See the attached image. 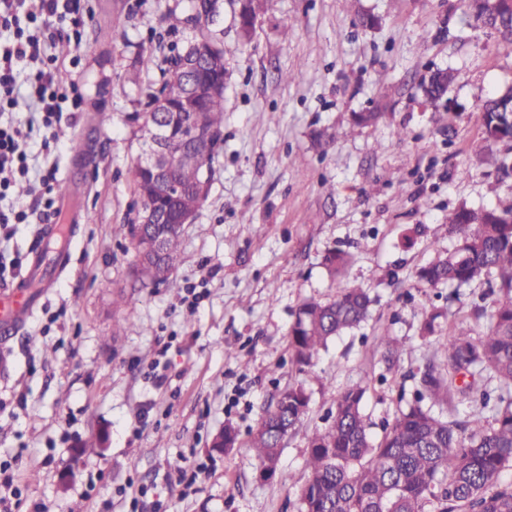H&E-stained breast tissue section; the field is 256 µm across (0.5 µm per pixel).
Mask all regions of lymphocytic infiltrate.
<instances>
[{
    "instance_id": "lymphocytic-infiltrate-1",
    "label": "lymphocytic infiltrate",
    "mask_w": 512,
    "mask_h": 512,
    "mask_svg": "<svg viewBox=\"0 0 512 512\" xmlns=\"http://www.w3.org/2000/svg\"><path fill=\"white\" fill-rule=\"evenodd\" d=\"M85 17L80 0H0V112L13 111L19 103L36 108L40 125L51 131L61 117L63 103L80 111L82 100L58 76L49 40L81 42ZM33 68L26 100L16 93L17 67ZM32 126L0 121V199L18 178L28 176L35 158L28 141Z\"/></svg>"
}]
</instances>
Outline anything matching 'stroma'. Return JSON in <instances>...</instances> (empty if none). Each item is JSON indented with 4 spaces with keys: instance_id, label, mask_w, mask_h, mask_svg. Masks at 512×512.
Instances as JSON below:
<instances>
[{
    "instance_id": "1",
    "label": "stroma",
    "mask_w": 512,
    "mask_h": 512,
    "mask_svg": "<svg viewBox=\"0 0 512 512\" xmlns=\"http://www.w3.org/2000/svg\"><path fill=\"white\" fill-rule=\"evenodd\" d=\"M81 5L83 47L58 59L82 108L54 133L74 206L91 221L70 239V271L1 346L14 370L0 381V458H19V512H130L135 496L142 512H297L307 438L341 391L367 385L364 411L381 436L435 348L422 331L430 311H441L445 334L488 324L474 315L484 285L441 288L429 304L417 272L452 246L449 212L512 203L479 112L512 86V47L474 27L466 0H268L248 42L238 0H220L224 146L168 282L154 284L137 275L126 227L132 117L171 49L193 36L164 21L188 17L191 0ZM365 14L375 27L359 24ZM448 68L447 94L426 102L421 81ZM290 71L301 80L286 82ZM356 112L377 118L357 125ZM334 249L349 263L333 276L323 259ZM350 286L369 294L368 320L299 368L288 346L299 306ZM384 335L403 345L390 369L376 344ZM298 384L310 411L274 478L260 479L245 445L212 448L228 424L248 439L262 410ZM178 459L203 466L192 488Z\"/></svg>"
}]
</instances>
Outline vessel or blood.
Returning a JSON list of instances; mask_svg holds the SVG:
<instances>
[{
  "instance_id": "vessel-or-blood-1",
  "label": "vessel or blood",
  "mask_w": 512,
  "mask_h": 512,
  "mask_svg": "<svg viewBox=\"0 0 512 512\" xmlns=\"http://www.w3.org/2000/svg\"><path fill=\"white\" fill-rule=\"evenodd\" d=\"M43 244L28 252L21 273L8 289L0 292V332L10 333L26 325L37 308L40 289L53 287L54 277H48L44 246L62 232L61 225L47 222L40 227Z\"/></svg>"
}]
</instances>
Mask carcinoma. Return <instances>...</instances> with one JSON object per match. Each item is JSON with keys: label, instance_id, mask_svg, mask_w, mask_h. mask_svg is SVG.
I'll list each match as a JSON object with an SVG mask.
<instances>
[{"label": "carcinoma", "instance_id": "obj_1", "mask_svg": "<svg viewBox=\"0 0 512 512\" xmlns=\"http://www.w3.org/2000/svg\"><path fill=\"white\" fill-rule=\"evenodd\" d=\"M476 21L512 43V30L500 21L512 10L508 0H473L468 4ZM182 52L167 60L160 87L148 96L143 112L160 97L181 105L176 72ZM452 71L438 73L421 84L423 94L436 103L448 92ZM484 139L501 147L499 181L512 180V87L488 98L480 107ZM206 126L224 131V95L204 103ZM210 154L182 162L176 178L186 186L199 181L212 166L223 144L212 143ZM137 200L154 199L158 186L141 169H133ZM183 230L165 239V263L174 266ZM448 234L455 243L448 252L418 271L427 288L461 287L475 282L489 285L496 296L490 326L477 331L461 323L440 336L422 372L412 404L399 409L384 427L378 442L362 407L367 386L355 383L334 401L332 421L308 439L307 478L298 493V512H512V483L501 481L512 468V205L505 208L460 207L448 213ZM348 254L331 250L325 264L338 272ZM370 298L362 288L345 287L326 302L305 301L290 328L288 345L301 366L313 364L320 350L342 331L364 322ZM384 363L396 364L402 352L391 336L378 337ZM486 377L493 389L478 390L467 377ZM467 403V410L458 405ZM310 395L301 386L283 391L267 407L254 432L253 448L263 468L276 471L282 446L303 422ZM446 413L433 411L434 407Z\"/></svg>", "mask_w": 512, "mask_h": 512}]
</instances>
